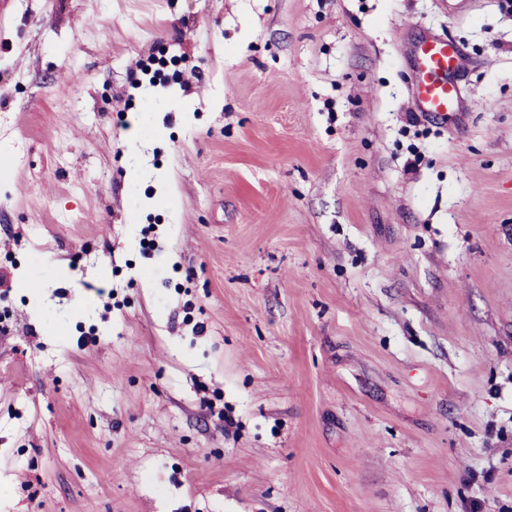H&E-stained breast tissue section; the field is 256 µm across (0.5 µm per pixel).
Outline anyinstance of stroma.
Returning <instances> with one entry per match:
<instances>
[{
	"label": "stroma",
	"mask_w": 512,
	"mask_h": 512,
	"mask_svg": "<svg viewBox=\"0 0 512 512\" xmlns=\"http://www.w3.org/2000/svg\"><path fill=\"white\" fill-rule=\"evenodd\" d=\"M1 142L0 512H512L506 0H0ZM415 79L412 94L420 112L443 117L462 107L460 89L451 76L460 67V56L453 43L428 38L416 47Z\"/></svg>",
	"instance_id": "1"
}]
</instances>
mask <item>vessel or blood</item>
<instances>
[{
  "mask_svg": "<svg viewBox=\"0 0 512 512\" xmlns=\"http://www.w3.org/2000/svg\"><path fill=\"white\" fill-rule=\"evenodd\" d=\"M412 94L421 112L443 117L462 107L460 89L452 76L460 67V56L453 43L429 38L417 46Z\"/></svg>",
  "mask_w": 512,
  "mask_h": 512,
  "instance_id": "1",
  "label": "vessel or blood"
}]
</instances>
